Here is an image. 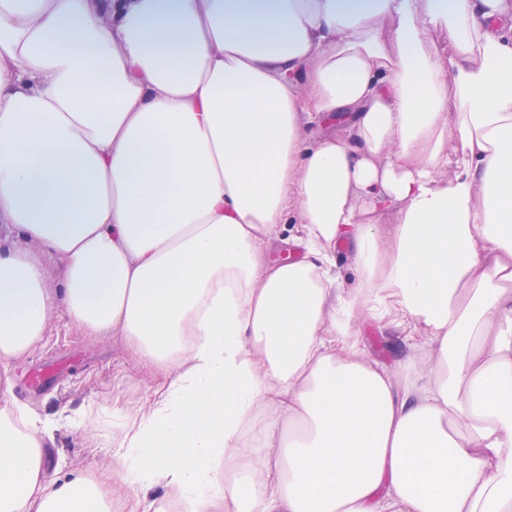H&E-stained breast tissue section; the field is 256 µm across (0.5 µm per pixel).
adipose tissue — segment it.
<instances>
[{
	"mask_svg": "<svg viewBox=\"0 0 512 512\" xmlns=\"http://www.w3.org/2000/svg\"><path fill=\"white\" fill-rule=\"evenodd\" d=\"M58 313L154 377L96 475L50 476L14 397ZM366 320L429 368L366 359ZM156 488L512 512V0H0V512Z\"/></svg>",
	"mask_w": 512,
	"mask_h": 512,
	"instance_id": "obj_1",
	"label": "adipose tissue"
}]
</instances>
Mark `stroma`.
<instances>
[{
	"label": "stroma",
	"mask_w": 512,
	"mask_h": 512,
	"mask_svg": "<svg viewBox=\"0 0 512 512\" xmlns=\"http://www.w3.org/2000/svg\"><path fill=\"white\" fill-rule=\"evenodd\" d=\"M363 354L395 374H402L406 348L395 329L367 322L360 336ZM150 375L133 365L122 343L82 335L56 318L47 328L46 340L15 370L14 394L44 414L60 410L75 413L88 405L105 408L97 431L92 433L60 422L48 444V473L102 472L113 468L117 450L112 444L113 419L107 410L113 399L127 405L144 401Z\"/></svg>",
	"instance_id": "35a3bbf8"
}]
</instances>
